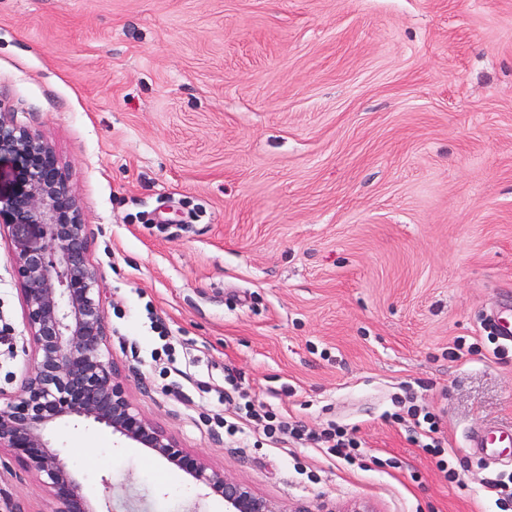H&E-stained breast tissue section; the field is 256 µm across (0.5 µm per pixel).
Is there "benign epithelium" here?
Instances as JSON below:
<instances>
[{
	"instance_id": "obj_1",
	"label": "benign epithelium",
	"mask_w": 512,
	"mask_h": 512,
	"mask_svg": "<svg viewBox=\"0 0 512 512\" xmlns=\"http://www.w3.org/2000/svg\"><path fill=\"white\" fill-rule=\"evenodd\" d=\"M3 156L23 159L13 190L0 194V232L19 286L30 364L17 391L0 390V451L21 453L51 499L49 512H87L73 469L49 437L69 420L106 428L181 468L206 494L224 499V512H288L187 452L139 412L110 357L106 295L66 168L47 140L0 113Z\"/></svg>"
}]
</instances>
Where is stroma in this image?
Wrapping results in <instances>:
<instances>
[{
  "instance_id": "35a3bbf8",
  "label": "stroma",
  "mask_w": 512,
  "mask_h": 512,
  "mask_svg": "<svg viewBox=\"0 0 512 512\" xmlns=\"http://www.w3.org/2000/svg\"><path fill=\"white\" fill-rule=\"evenodd\" d=\"M0 110L67 166L104 289L111 354L140 413L187 451L309 512H499L468 428L512 422V0H0ZM166 228H159V221ZM0 389L29 363L8 243ZM158 320L197 380L355 427L374 462L214 434L215 394L161 375ZM478 354L455 359V341ZM438 414L448 483L399 426ZM52 441L91 512H224L104 428ZM12 452L0 512H48Z\"/></svg>"
}]
</instances>
